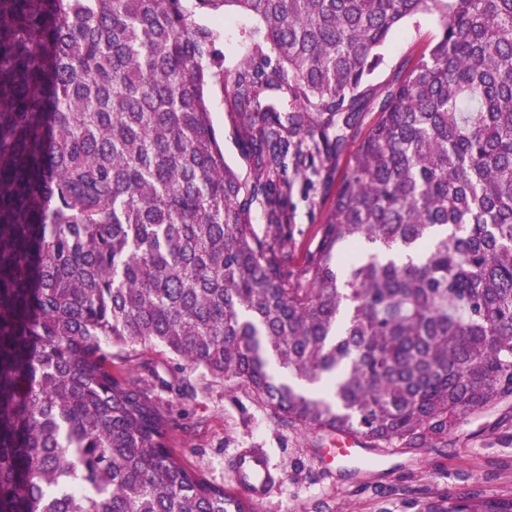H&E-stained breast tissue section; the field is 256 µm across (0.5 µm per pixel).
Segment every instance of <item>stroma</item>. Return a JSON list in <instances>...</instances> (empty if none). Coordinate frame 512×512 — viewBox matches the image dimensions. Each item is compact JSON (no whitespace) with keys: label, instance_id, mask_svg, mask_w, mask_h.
<instances>
[{"label":"stroma","instance_id":"1","mask_svg":"<svg viewBox=\"0 0 512 512\" xmlns=\"http://www.w3.org/2000/svg\"><path fill=\"white\" fill-rule=\"evenodd\" d=\"M198 20L220 35L216 49L224 57L225 75L210 80L207 104L226 162L243 171L247 159L230 126L234 99L227 76L240 61L242 34L258 22L244 13L228 21L220 11L200 12ZM439 29L433 14L406 20L384 48V60L369 79L371 95H381L398 73L410 68ZM378 118L377 109L367 108L343 153L325 163L317 176L289 174L290 187L277 203L292 217L285 228L291 239L290 270H299L306 252L316 244L336 187ZM193 385L195 393L188 398L169 392L161 395L176 422L172 446L188 465L224 485L234 480L233 463L240 449H262L271 468L284 478L256 504L254 512H426L430 503L468 491L486 499L512 497V403L466 416L447 443L387 456L372 453L362 463L339 462L328 474L311 433L278 427L269 408L248 386L227 388L203 370L194 373Z\"/></svg>","mask_w":512,"mask_h":512}]
</instances>
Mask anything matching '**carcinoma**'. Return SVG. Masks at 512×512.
<instances>
[{
  "label": "carcinoma",
  "mask_w": 512,
  "mask_h": 512,
  "mask_svg": "<svg viewBox=\"0 0 512 512\" xmlns=\"http://www.w3.org/2000/svg\"><path fill=\"white\" fill-rule=\"evenodd\" d=\"M187 2L0 0V512H250L172 448L156 389L200 368L282 427L386 452L512 402V0H195L261 25L233 80L245 176L205 96L219 34ZM426 13L438 36L290 271L288 212L260 236L254 203L342 153ZM138 346L171 379L113 369ZM439 29V20L434 14L406 20L382 50L383 63L368 82L371 96L381 95L398 73L410 68L432 42Z\"/></svg>",
  "instance_id": "obj_1"
}]
</instances>
